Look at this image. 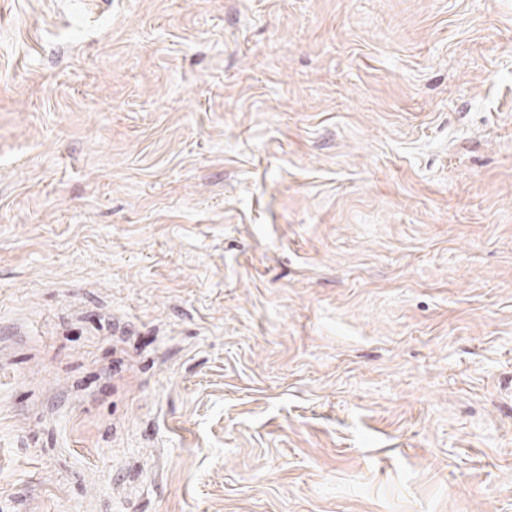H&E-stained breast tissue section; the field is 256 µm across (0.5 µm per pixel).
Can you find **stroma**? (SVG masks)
Wrapping results in <instances>:
<instances>
[{"instance_id":"stroma-1","label":"stroma","mask_w":512,"mask_h":512,"mask_svg":"<svg viewBox=\"0 0 512 512\" xmlns=\"http://www.w3.org/2000/svg\"><path fill=\"white\" fill-rule=\"evenodd\" d=\"M0 512H512V0H0Z\"/></svg>"}]
</instances>
